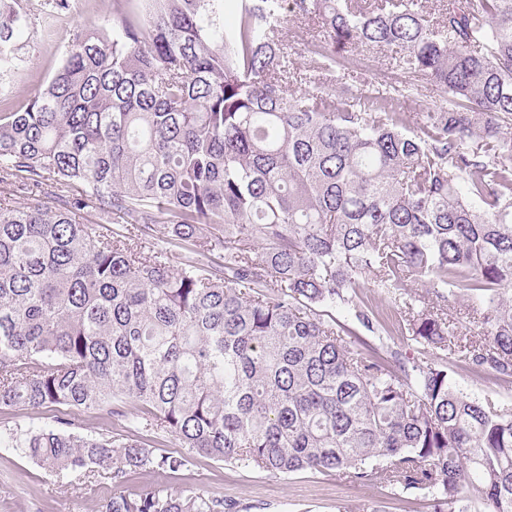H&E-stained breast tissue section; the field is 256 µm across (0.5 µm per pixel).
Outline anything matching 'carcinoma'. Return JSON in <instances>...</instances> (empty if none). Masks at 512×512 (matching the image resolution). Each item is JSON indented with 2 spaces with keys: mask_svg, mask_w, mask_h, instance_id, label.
Returning a JSON list of instances; mask_svg holds the SVG:
<instances>
[{
  "mask_svg": "<svg viewBox=\"0 0 512 512\" xmlns=\"http://www.w3.org/2000/svg\"><path fill=\"white\" fill-rule=\"evenodd\" d=\"M288 10L317 26L327 78L294 67ZM22 20L21 0H0V65ZM363 46L395 49L448 105L410 136L399 98L333 86ZM510 128L512 0H451L435 22L424 0H112V25L73 35L56 74L0 112V183L35 191L0 208V407L130 401L134 429L188 453L62 420L0 444L61 484L178 471L195 453L334 471L431 512H512V408L464 393L448 365L512 379ZM88 207L99 221L75 222ZM159 228L163 247L134 248ZM369 276L391 296L412 278L435 302L390 323L364 300ZM474 294L483 340L448 318ZM336 307L430 359L356 347ZM106 512L239 510L158 489Z\"/></svg>",
  "mask_w": 512,
  "mask_h": 512,
  "instance_id": "carcinoma-1",
  "label": "carcinoma"
}]
</instances>
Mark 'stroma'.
<instances>
[{
    "label": "stroma",
    "instance_id": "stroma-1",
    "mask_svg": "<svg viewBox=\"0 0 512 512\" xmlns=\"http://www.w3.org/2000/svg\"><path fill=\"white\" fill-rule=\"evenodd\" d=\"M42 2L23 0L27 18L18 41L17 60L14 68L0 73V112L26 103L34 89L55 73L72 34L110 23L111 0H86L85 7L66 14L49 32L40 15ZM390 55L387 49L360 47L346 53L338 70L351 72L348 85L352 88L410 83V95L404 103L410 114L446 105L447 94L388 70L385 62ZM332 314L354 328L356 343L381 353L391 349L407 357L423 354L422 347L408 336H379L358 327L347 309L336 307ZM455 371L464 392L512 405V383L472 371L462 363L456 364ZM59 418L68 420L72 430L79 433L108 436L125 430L121 417L55 406L36 413L20 407L0 408V430L18 424L51 426ZM159 488L230 499L241 512H430L425 499L406 494L394 496L370 482L345 483L332 474L310 471L279 477L201 455L194 456L178 472L137 471L119 483L108 474L76 472L63 487L49 471L18 450L0 447V512H105L113 494H140Z\"/></svg>",
    "mask_w": 512,
    "mask_h": 512
}]
</instances>
